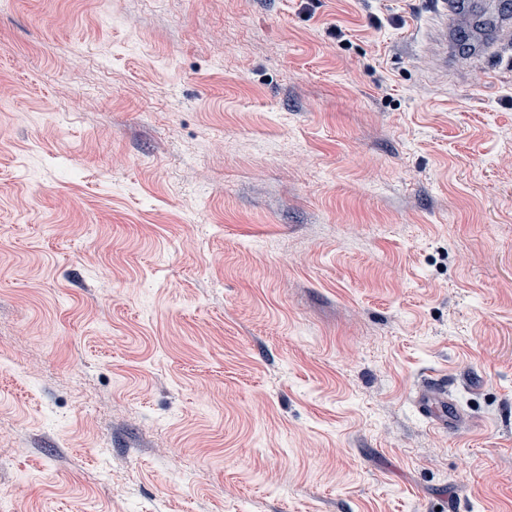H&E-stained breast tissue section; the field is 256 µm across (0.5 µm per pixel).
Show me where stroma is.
<instances>
[{
    "instance_id": "obj_1",
    "label": "stroma",
    "mask_w": 512,
    "mask_h": 512,
    "mask_svg": "<svg viewBox=\"0 0 512 512\" xmlns=\"http://www.w3.org/2000/svg\"><path fill=\"white\" fill-rule=\"evenodd\" d=\"M434 23L0 0V512H512V55ZM432 3L435 9L436 35L431 44V53L439 60L443 69L447 70L448 55H451L455 36V16L466 6V0H434ZM428 392L419 396L416 404L419 412L434 426L444 428L446 419L442 416V412L448 408V385L444 383L443 377L434 376L430 378L426 384Z\"/></svg>"
}]
</instances>
